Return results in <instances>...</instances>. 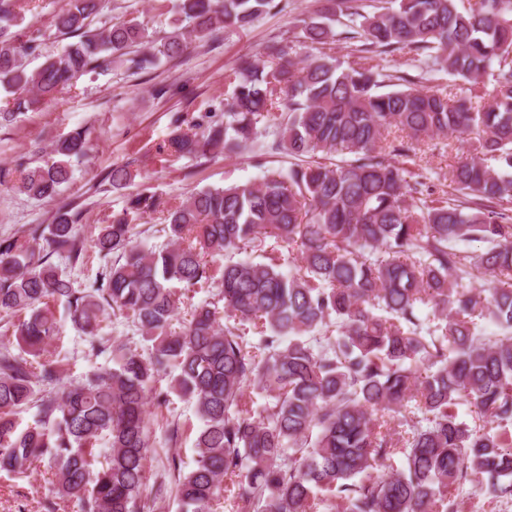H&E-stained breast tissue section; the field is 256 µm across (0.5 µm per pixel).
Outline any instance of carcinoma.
Wrapping results in <instances>:
<instances>
[{
  "label": "carcinoma",
  "instance_id": "1",
  "mask_svg": "<svg viewBox=\"0 0 512 512\" xmlns=\"http://www.w3.org/2000/svg\"><path fill=\"white\" fill-rule=\"evenodd\" d=\"M300 31L268 46L269 65L243 60L223 123L179 116L157 157L205 158L247 150L277 107L288 114L272 149L296 159L257 183L202 188L167 211L160 246L135 239V216L156 207L136 193L85 238L79 214L58 207L50 224L0 239V314L18 317L22 353L0 351V470L47 458L55 494L88 512H147L140 494L148 457L147 405L173 392L195 405L194 468L167 458L180 512H457L465 482H486L492 503L512 499V0H321ZM276 0H178L186 25L157 40L134 19L95 27L100 0H67L54 18L78 38L35 69L38 36L16 0H0V86L14 95L0 123L51 101L73 78L120 59L144 70L188 45L245 29ZM317 54L298 63L295 43ZM355 45L352 60L333 45ZM412 55L418 75L375 64ZM445 72L459 92L432 83ZM455 134L466 156L451 168V196L408 166L416 146ZM77 129L46 159H21L17 189L53 199L89 150ZM342 155L341 163L316 158ZM297 248L285 273L276 259L240 258L264 245ZM118 254L91 287H74L56 255L76 266L85 241ZM485 244L481 252L460 245ZM220 283L213 302L181 312L173 284ZM64 303L92 348L107 317L121 316L151 343L144 356L112 346L110 368L64 379L49 348ZM500 329L481 335L482 323ZM248 324L258 340L241 329ZM173 369L168 391L158 376ZM53 386L36 399L33 383ZM266 399L251 409V395ZM466 405L474 423L459 418ZM41 419L20 428L25 408ZM399 421L401 429L391 427ZM111 451L96 452L101 436ZM400 458V465L386 461Z\"/></svg>",
  "mask_w": 512,
  "mask_h": 512
}]
</instances>
